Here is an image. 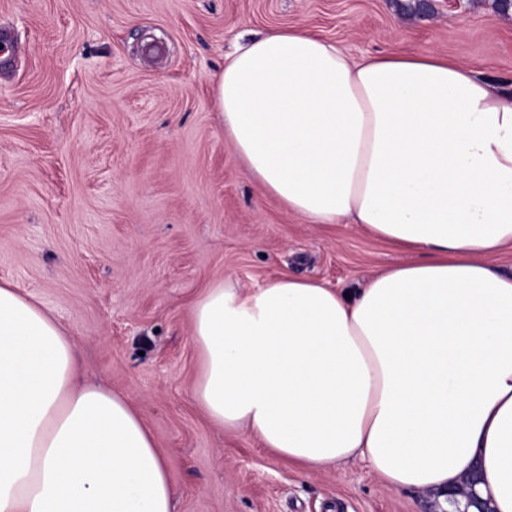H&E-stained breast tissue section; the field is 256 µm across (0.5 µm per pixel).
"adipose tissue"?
<instances>
[{"label":"adipose tissue","instance_id":"1","mask_svg":"<svg viewBox=\"0 0 512 512\" xmlns=\"http://www.w3.org/2000/svg\"><path fill=\"white\" fill-rule=\"evenodd\" d=\"M224 138L308 224L410 259L352 295L231 276L192 304L208 418L314 470L364 464L443 512L480 468L512 512V90L432 53L352 57L316 33L238 42L214 82ZM0 512H173L125 395L79 383L51 311L0 283Z\"/></svg>","mask_w":512,"mask_h":512}]
</instances>
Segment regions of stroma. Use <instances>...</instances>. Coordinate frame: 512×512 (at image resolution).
Instances as JSON below:
<instances>
[{
	"label": "stroma",
	"mask_w": 512,
	"mask_h": 512,
	"mask_svg": "<svg viewBox=\"0 0 512 512\" xmlns=\"http://www.w3.org/2000/svg\"><path fill=\"white\" fill-rule=\"evenodd\" d=\"M402 2L0 0V282L69 331L81 381L128 397L173 512H435L360 462L289 463L194 396L191 305L209 283L290 274L347 291L407 258L357 226L303 223L246 173L212 96L239 36L296 26L354 57L434 52L512 85V15Z\"/></svg>",
	"instance_id": "1"
}]
</instances>
